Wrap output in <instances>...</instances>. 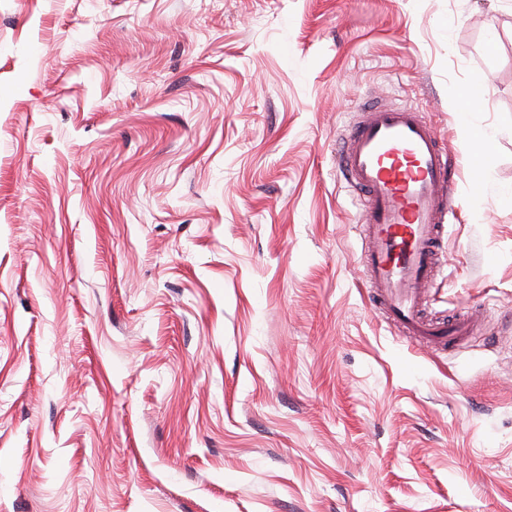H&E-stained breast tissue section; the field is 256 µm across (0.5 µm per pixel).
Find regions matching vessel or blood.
I'll use <instances>...</instances> for the list:
<instances>
[{"instance_id": "vessel-or-blood-1", "label": "vessel or blood", "mask_w": 512, "mask_h": 512, "mask_svg": "<svg viewBox=\"0 0 512 512\" xmlns=\"http://www.w3.org/2000/svg\"><path fill=\"white\" fill-rule=\"evenodd\" d=\"M344 136L337 165L364 199V266L387 319L430 343L473 335L470 314L426 320L420 305L434 280L436 245L455 218L451 163L432 124L414 108L374 101Z\"/></svg>"}]
</instances>
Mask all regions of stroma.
<instances>
[{"label":"stroma","mask_w":512,"mask_h":512,"mask_svg":"<svg viewBox=\"0 0 512 512\" xmlns=\"http://www.w3.org/2000/svg\"><path fill=\"white\" fill-rule=\"evenodd\" d=\"M370 100L454 165L462 346L367 286ZM0 512H512V0H0Z\"/></svg>","instance_id":"stroma-1"}]
</instances>
